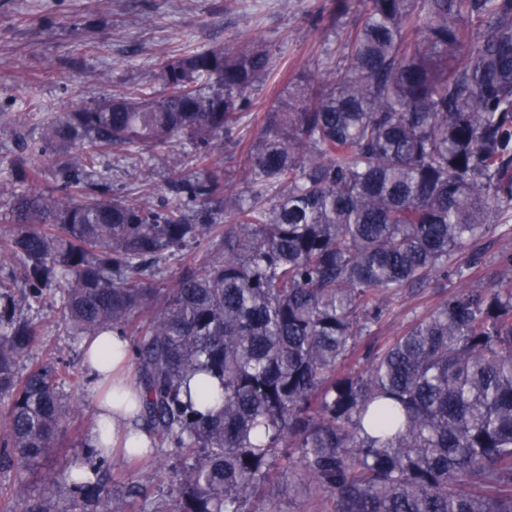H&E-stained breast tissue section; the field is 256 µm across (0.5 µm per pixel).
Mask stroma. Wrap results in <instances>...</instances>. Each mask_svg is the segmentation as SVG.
Instances as JSON below:
<instances>
[{
	"label": "stroma",
	"instance_id": "stroma-1",
	"mask_svg": "<svg viewBox=\"0 0 512 512\" xmlns=\"http://www.w3.org/2000/svg\"><path fill=\"white\" fill-rule=\"evenodd\" d=\"M363 8L362 0H349L341 13L336 0H0V123L31 105L40 107L19 138L0 141V179L17 167L34 165L25 146L45 138L57 113L77 104L93 105L125 89L160 91L159 60L244 39L264 42L274 61L271 73L251 92L247 116L236 133L238 140L254 143L272 100L289 104L288 86L318 84L325 71L344 67L346 33ZM165 153L166 166L142 169L134 179L128 178L122 156L105 153L98 162L109 171L111 193L155 200L167 195L170 171L188 163L180 146L166 147ZM452 287L448 280L396 296L346 359L343 371H363L367 353L388 345ZM34 316L44 334L33 358L64 355L69 364L65 388L84 396L88 405L60 446L38 464L0 469V497L16 500L49 495L43 473L66 469L74 455L85 452L97 405L85 382L83 337L58 335L66 318L55 303H45ZM111 472L117 512L125 508L122 494L128 486L156 494L171 482L150 464L117 451Z\"/></svg>",
	"mask_w": 512,
	"mask_h": 512
}]
</instances>
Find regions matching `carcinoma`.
I'll list each match as a JSON object with an SVG mask.
<instances>
[{"instance_id":"obj_1","label":"carcinoma","mask_w":512,"mask_h":512,"mask_svg":"<svg viewBox=\"0 0 512 512\" xmlns=\"http://www.w3.org/2000/svg\"><path fill=\"white\" fill-rule=\"evenodd\" d=\"M344 49L267 113L235 175L218 144L273 67L254 40L165 58L162 94L73 107L26 144L54 186L39 168L0 182V468L38 463L83 414L62 356L19 369L42 329L17 308L52 299L77 336L138 337L151 444L134 452L173 481L158 502L128 487V512H272V483L320 512H512V252L470 285L512 213V0H367ZM176 143L192 168L170 196L108 192L101 152L134 178ZM438 277L458 286L341 372L395 296ZM111 457L88 450L3 512H117ZM479 251L482 253V263L474 269L473 282L479 286H486L492 280L496 264L495 261L501 251L505 248L512 250V235L501 236L496 234L493 237H487L479 244Z\"/></svg>"}]
</instances>
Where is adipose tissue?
Wrapping results in <instances>:
<instances>
[{"label":"adipose tissue","mask_w":512,"mask_h":512,"mask_svg":"<svg viewBox=\"0 0 512 512\" xmlns=\"http://www.w3.org/2000/svg\"><path fill=\"white\" fill-rule=\"evenodd\" d=\"M84 367L92 387H99L110 374L122 373L130 363V344L127 337L107 332L87 342ZM141 394L133 381L122 383L111 399L98 403L97 413L89 435L93 447L105 443L141 448L150 441V434L139 419Z\"/></svg>","instance_id":"obj_1"}]
</instances>
